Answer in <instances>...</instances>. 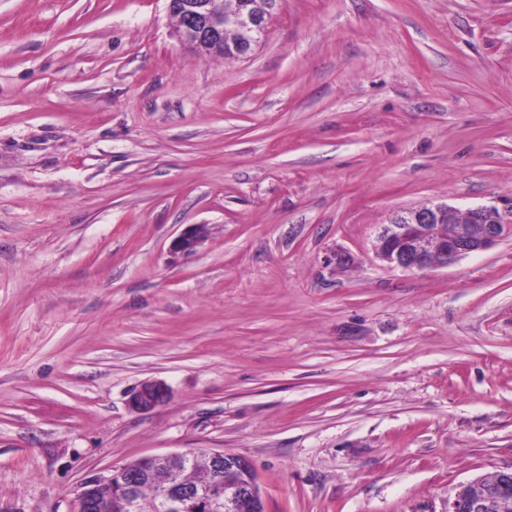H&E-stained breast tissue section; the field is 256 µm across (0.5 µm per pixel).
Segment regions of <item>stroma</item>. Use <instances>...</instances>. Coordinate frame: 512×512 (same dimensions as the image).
I'll return each mask as SVG.
<instances>
[{"mask_svg":"<svg viewBox=\"0 0 512 512\" xmlns=\"http://www.w3.org/2000/svg\"><path fill=\"white\" fill-rule=\"evenodd\" d=\"M436 203L512 220V0H280L241 59L167 0H0V512L188 448L266 512H448L511 470L512 237L375 254ZM206 238V228L202 224L187 225L180 235H178L171 244V250L174 253L190 255L196 252L199 245ZM169 396V390L161 382L147 381L133 390L129 396V405L138 411H151Z\"/></svg>","mask_w":512,"mask_h":512,"instance_id":"stroma-1","label":"stroma"}]
</instances>
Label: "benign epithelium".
Returning <instances> with one entry per match:
<instances>
[{
	"label": "benign epithelium",
	"mask_w": 512,
	"mask_h": 512,
	"mask_svg": "<svg viewBox=\"0 0 512 512\" xmlns=\"http://www.w3.org/2000/svg\"><path fill=\"white\" fill-rule=\"evenodd\" d=\"M168 8L176 18L180 39L201 53L224 43L228 31L238 37L243 50L257 44L271 12L268 5L263 13L244 7L226 11L224 0H168ZM507 234L512 235V225L494 207L462 211L448 204L423 206L384 225L376 253L392 266L426 271L487 250ZM205 238L204 225L189 224L172 241L171 250L190 255ZM168 396L166 385L147 381L131 392L128 403L147 412ZM206 456L209 468L224 474V484L214 486L189 478L201 457L199 452L152 455L133 468H113L81 482L75 491V512H138L145 482L153 484L157 512H265L247 460L224 451ZM448 512H512V471L459 485Z\"/></svg>",
	"instance_id": "1"
}]
</instances>
